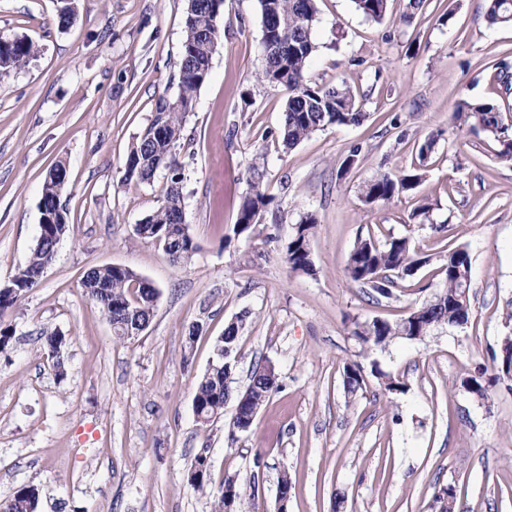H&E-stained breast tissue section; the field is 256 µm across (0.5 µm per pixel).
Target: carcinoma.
<instances>
[{
    "instance_id": "carcinoma-1",
    "label": "carcinoma",
    "mask_w": 512,
    "mask_h": 512,
    "mask_svg": "<svg viewBox=\"0 0 512 512\" xmlns=\"http://www.w3.org/2000/svg\"><path fill=\"white\" fill-rule=\"evenodd\" d=\"M388 0H353L355 8L367 19L380 23L387 13ZM486 17L492 24L512 25V0H486ZM262 36L271 44V55L264 59L258 79L288 90V101L283 112L280 138L284 149H293L319 130L331 126L360 125L370 113L355 97L351 88L319 86L310 82L308 62L316 50L311 39V29L317 14L316 0H259ZM224 16V0H188L185 34L178 67V96L170 101L160 98L149 127L144 135L132 143L125 161L126 179L147 181L165 166L169 171V185L162 204L145 218L138 230L143 239L162 244L170 262L182 264L190 260L197 244L190 228L182 223L184 196L183 176L173 158V150L182 136L184 118L192 111L197 92L207 81L212 58L221 39L219 20ZM38 46L27 38L0 41V69L10 70L26 66L37 57ZM454 123L466 127L477 135L497 145L496 158L512 162V137L499 106L491 99L460 102L452 113ZM436 136L427 137L417 150L418 164L399 174L379 172L364 182L362 199L366 203H388L395 197L413 192L422 180L425 162L434 151ZM56 177L44 182L41 200L46 212L54 216V224L39 233L27 261L17 268L8 280L9 287L0 288V316L14 307L26 293L36 288L43 269L50 265L58 245L69 224L61 195L67 182V171L61 164L53 168ZM250 192L242 199L234 227L235 234H252L261 215L271 203L263 188L265 164L254 161L247 169ZM317 221L314 215L301 217L285 250V262L294 272H313L308 259V246L314 235ZM439 263L444 287L433 300L413 308L407 316L395 321L376 319L356 322L352 335L366 349L382 348L395 339L417 340L437 328L448 326L462 328L467 325L471 306L456 300L463 292L464 281L458 269L471 267L469 253L463 248H453L435 256H422L411 247L409 239L388 238L380 241L370 234L356 241L345 268L346 276L353 282L368 286L383 296L391 295L397 280L414 270ZM87 297L100 309L112 326L113 335L119 339L128 336L134 326L147 328L158 291L133 277L131 272L115 271L99 266L88 270L82 278ZM246 317L229 322L224 336L216 347L226 354H214V366L196 381L193 411L198 421L207 425L222 416L224 408L232 405V429L247 432L253 425L252 412L261 407L278 388V377L269 375L265 368L254 372L247 388L237 394L229 389L227 378L233 372L239 353L241 332ZM64 335L51 333L45 336L44 351L55 375L66 373L68 356ZM499 367L495 373L484 372L469 378L464 386L473 395L484 399L502 377L503 362H512V337L503 340L498 355ZM364 384V369L353 362L345 366L343 386L350 398L357 397ZM434 506L439 512H454L453 487L443 486L434 492ZM39 491L34 486H23L12 497L0 503V512H37Z\"/></svg>"
}]
</instances>
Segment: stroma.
I'll use <instances>...</instances> for the list:
<instances>
[{
	"mask_svg": "<svg viewBox=\"0 0 512 512\" xmlns=\"http://www.w3.org/2000/svg\"><path fill=\"white\" fill-rule=\"evenodd\" d=\"M74 2L75 19L62 28L59 0H0V37L39 47L27 66L0 72V283L36 243L42 186L60 162L69 221L39 286L0 320L14 332L0 349V500L27 485L40 491V512H213L230 478L242 512H276L286 472L288 512H334L339 502L343 512H435L433 493L448 485L456 512H512V381L482 400L464 387L478 371L494 372L493 356L512 336V164L451 120L458 102L492 99L512 124V91L495 79L512 57V28L489 23L485 0H424L414 11L389 0L380 23L352 0H317L309 75L351 87L370 117L287 152L279 130L288 92L257 79L258 0H224V35L175 149L184 220L199 245L175 265L136 233L161 203L168 171L129 180L125 161L157 100L178 95L187 0ZM435 131L414 193L364 204V181L410 169ZM355 148L358 165L345 167ZM258 154L272 202L255 232L239 236L247 166ZM424 198L428 225L412 217ZM307 213L317 220L310 274L284 261ZM371 232L409 238L426 255L466 249L468 325L364 350L354 323L401 317L443 286L432 264L388 297L352 283L349 253ZM113 264L159 291L148 327L128 340L80 286L89 268ZM243 313L232 386L245 388L270 364L279 388L250 431L236 433L225 417L197 421L193 382ZM53 331L69 341L61 379L43 350ZM354 361L367 375L351 400L343 369ZM380 371L405 392L384 393ZM200 455L201 490L191 483Z\"/></svg>",
	"mask_w": 512,
	"mask_h": 512,
	"instance_id": "obj_1",
	"label": "stroma"
}]
</instances>
